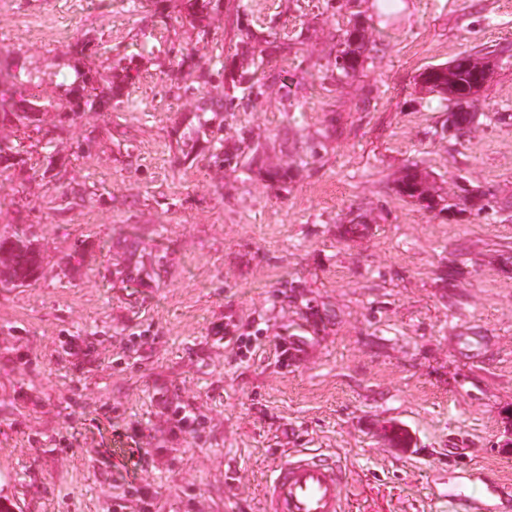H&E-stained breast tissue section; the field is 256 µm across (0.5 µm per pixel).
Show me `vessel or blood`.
<instances>
[{"instance_id":"b4317fda","label":"vessel or blood","mask_w":512,"mask_h":512,"mask_svg":"<svg viewBox=\"0 0 512 512\" xmlns=\"http://www.w3.org/2000/svg\"><path fill=\"white\" fill-rule=\"evenodd\" d=\"M448 488V500L465 512H494L506 492L489 473L463 467ZM349 471L336 454L296 449L266 482L263 512H347Z\"/></svg>"}]
</instances>
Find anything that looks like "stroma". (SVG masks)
I'll return each instance as SVG.
<instances>
[{
  "label": "stroma",
  "instance_id": "35a3bbf8",
  "mask_svg": "<svg viewBox=\"0 0 512 512\" xmlns=\"http://www.w3.org/2000/svg\"><path fill=\"white\" fill-rule=\"evenodd\" d=\"M336 2L331 15L324 0H224L213 22L233 45L242 9L288 45L257 108L224 118L225 143L248 131L268 165L291 166L283 186L243 163L179 162L172 129L196 99L171 89L169 48L211 55L188 28L129 0H0V62L40 69L44 99L69 82L82 36L98 44L87 66L141 64L116 111L0 128L27 159L0 170V235L23 228L42 256L30 285L0 286V499L13 512H139L97 458L112 440L89 430L103 405L115 427L143 429L152 463L136 482L154 512H262L292 448L348 465V512H456L452 463L512 484V0ZM355 10L370 19L367 59L345 79L327 66ZM478 50L495 72L471 101L479 123L454 139L447 101L419 76ZM413 164L447 201L463 179L494 194V212L409 202L395 185ZM240 334L249 352L231 344ZM73 344L94 357L67 355ZM178 406L205 431L171 420ZM392 422L410 447H391Z\"/></svg>",
  "mask_w": 512,
  "mask_h": 512
}]
</instances>
